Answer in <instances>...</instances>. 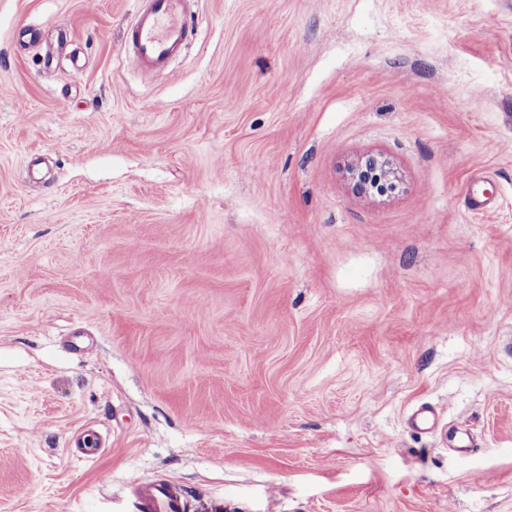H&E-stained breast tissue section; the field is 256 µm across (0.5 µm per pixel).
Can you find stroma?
I'll return each mask as SVG.
<instances>
[{
	"instance_id": "35a3bbf8",
	"label": "stroma",
	"mask_w": 512,
	"mask_h": 512,
	"mask_svg": "<svg viewBox=\"0 0 512 512\" xmlns=\"http://www.w3.org/2000/svg\"><path fill=\"white\" fill-rule=\"evenodd\" d=\"M135 8L0 0V512H512V0ZM129 28L127 56L146 74L163 70L186 43L188 0H142ZM362 175L372 186V192L377 194H392L399 190V182L396 178H385L381 176L378 169L368 162L364 163ZM485 184L482 177H475L467 184L466 196L470 210L485 213L496 206L495 197L489 193ZM72 446L75 448L80 458L83 460H91L100 454L102 440L85 430L75 433L71 440ZM138 512H186L183 491L156 474L139 479L134 487Z\"/></svg>"
}]
</instances>
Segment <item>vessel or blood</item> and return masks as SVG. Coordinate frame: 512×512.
I'll return each instance as SVG.
<instances>
[{
    "label": "vessel or blood",
    "mask_w": 512,
    "mask_h": 512,
    "mask_svg": "<svg viewBox=\"0 0 512 512\" xmlns=\"http://www.w3.org/2000/svg\"><path fill=\"white\" fill-rule=\"evenodd\" d=\"M187 16L188 0H144L129 28L128 57L144 73L163 70L186 43ZM466 196L469 209L475 212L484 213L496 205L481 177L470 180ZM71 443L84 460L97 457L102 447L101 440L84 430L75 433ZM134 494L138 512H187L188 509L183 491L156 475L139 479Z\"/></svg>",
    "instance_id": "obj_1"
}]
</instances>
